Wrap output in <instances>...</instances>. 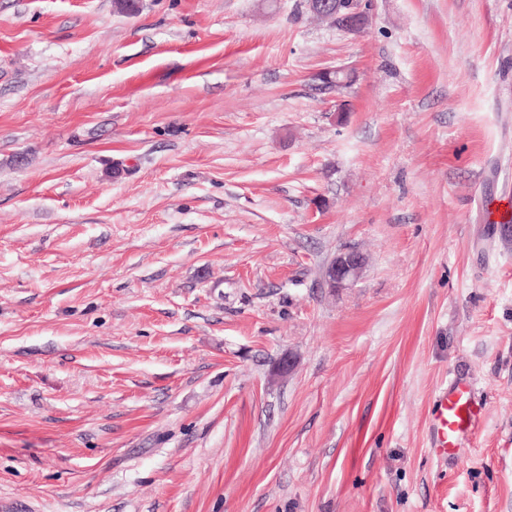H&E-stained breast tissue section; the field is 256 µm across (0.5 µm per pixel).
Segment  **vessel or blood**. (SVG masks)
Segmentation results:
<instances>
[{
    "instance_id": "vessel-or-blood-1",
    "label": "vessel or blood",
    "mask_w": 512,
    "mask_h": 512,
    "mask_svg": "<svg viewBox=\"0 0 512 512\" xmlns=\"http://www.w3.org/2000/svg\"><path fill=\"white\" fill-rule=\"evenodd\" d=\"M481 414L471 397L468 382L457 381L436 398L431 432L434 451L441 457L458 456L464 449Z\"/></svg>"
}]
</instances>
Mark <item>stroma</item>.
Wrapping results in <instances>:
<instances>
[{
    "label": "stroma",
    "mask_w": 512,
    "mask_h": 512,
    "mask_svg": "<svg viewBox=\"0 0 512 512\" xmlns=\"http://www.w3.org/2000/svg\"><path fill=\"white\" fill-rule=\"evenodd\" d=\"M509 194L512 0H0V507L512 512ZM362 1H367L363 3V6L366 9H369V0ZM363 6H347L348 8L346 12L340 15L341 26L343 30L352 34H357L362 31L365 25L366 16L368 15L369 12ZM512 209V197L503 196L498 200L490 201L486 206L487 211V220L491 224H499L498 230L501 238V241L505 245H511L512 237V225L511 224H501L509 220L508 215ZM509 238H506V237ZM365 264L364 256L355 250H340L326 270L330 288H347L357 281ZM481 414L471 397L468 382L456 381L436 398L431 432L433 450L441 457H457L474 430Z\"/></svg>",
    "instance_id": "obj_1"
}]
</instances>
